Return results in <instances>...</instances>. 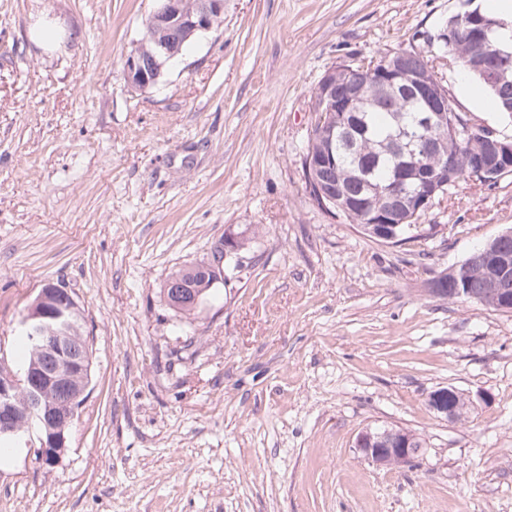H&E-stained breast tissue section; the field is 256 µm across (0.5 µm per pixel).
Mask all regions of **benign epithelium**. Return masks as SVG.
Wrapping results in <instances>:
<instances>
[{
  "instance_id": "benign-epithelium-1",
  "label": "benign epithelium",
  "mask_w": 512,
  "mask_h": 512,
  "mask_svg": "<svg viewBox=\"0 0 512 512\" xmlns=\"http://www.w3.org/2000/svg\"><path fill=\"white\" fill-rule=\"evenodd\" d=\"M224 16V0H194L186 6L185 0H155L146 28L148 31L162 30L166 38L154 40V46L146 47L141 40L124 59V74L127 85L134 90L144 91L156 86L163 75L166 64L179 55L183 43L197 31H210L215 20ZM358 69L368 73L380 90L396 95L401 91L398 77L385 68L386 60L381 57H360L355 59ZM344 70L339 64L329 68L316 87L330 112H346L359 100L345 102L336 98V80ZM411 88L414 97L422 103L419 124L438 131L441 136L455 133V123L448 122V88L443 81L431 72H420L412 76ZM326 140V150L316 169H330L336 166V141L345 138L344 125L321 131ZM418 138L405 128L398 127L392 140L394 149L408 161L402 165L396 181L404 184L416 180L425 186V191L412 197L400 193L367 196L351 202L340 201L334 190L325 188V183L315 181L321 198L322 208L333 213L340 206L370 208L373 236L383 241L394 239L390 209L397 205L409 211L428 213L439 199L444 184L431 177L423 164L417 160L415 149ZM194 274L215 284L227 278L223 267L211 263L193 265ZM512 272V259L506 254L494 253L491 256L490 274L495 280ZM187 284L173 277L165 283V296L174 308L189 303ZM490 307L495 310L512 309V291L496 288L491 292ZM78 308L73 297L60 286L48 282L38 293L34 302L27 308L19 321L20 332L39 352L43 366H30L18 376L4 365L0 367V436L6 438L19 434L17 425L23 421L34 425L40 442L39 460L53 464L67 447V434L77 415L78 404L83 398L89 383L90 350L87 338L74 335L73 316ZM54 389L57 397L46 395V390ZM448 389L439 388L428 394L433 411L454 419L453 407L446 402ZM406 431L387 430L373 434L362 431L356 440L358 452L371 465L378 469L390 467L395 457L411 459L407 448Z\"/></svg>"
}]
</instances>
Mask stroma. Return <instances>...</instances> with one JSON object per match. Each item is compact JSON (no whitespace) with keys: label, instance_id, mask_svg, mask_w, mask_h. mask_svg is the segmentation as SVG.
Returning <instances> with one entry per match:
<instances>
[{"label":"stroma","instance_id":"stroma-1","mask_svg":"<svg viewBox=\"0 0 512 512\" xmlns=\"http://www.w3.org/2000/svg\"><path fill=\"white\" fill-rule=\"evenodd\" d=\"M462 0H224L155 87L123 60L153 0H0V362L45 283L84 317L90 384L52 467L0 469V512H512V313L430 280L512 230V175L461 180L388 244L311 199L301 158L332 66L410 46ZM49 21L54 51L31 28ZM454 108L512 140L478 83ZM243 242L193 315L168 275ZM473 396L468 416L428 394ZM416 434L413 467L355 450ZM448 388H439L428 394V400L432 403L431 408L437 413L448 416V419H454L455 415V419L461 420L469 413V405L467 404L466 399L457 394L453 399L455 406V410L453 412L452 405L448 403V401L446 403V399L448 400L449 395ZM428 400L427 404L429 406ZM406 433L407 431L403 428H400L399 431L386 430L376 434H372L369 429H366L358 435L356 448L364 459L376 468H390L391 460L395 457L412 461L407 448V443L410 440L409 448L413 452L412 456L415 461L422 455V442L411 431L408 432V440ZM414 461L408 467H411Z\"/></svg>","mask_w":512,"mask_h":512}]
</instances>
